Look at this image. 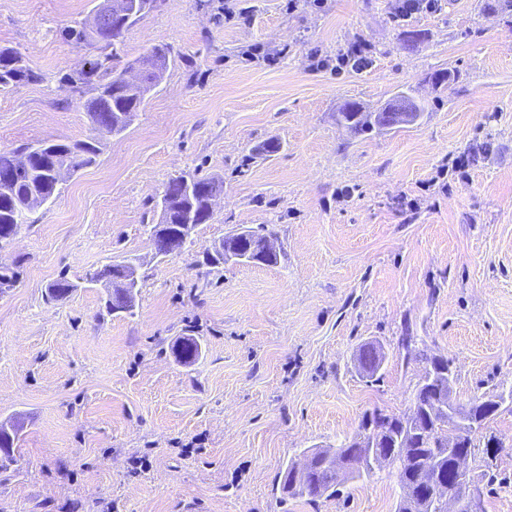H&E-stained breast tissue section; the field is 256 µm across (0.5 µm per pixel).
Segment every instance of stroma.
<instances>
[{"label": "stroma", "mask_w": 512, "mask_h": 512, "mask_svg": "<svg viewBox=\"0 0 512 512\" xmlns=\"http://www.w3.org/2000/svg\"><path fill=\"white\" fill-rule=\"evenodd\" d=\"M94 6L0 0V47L43 75L0 92V150L100 147L0 244V266L22 271L0 295V423L17 429L0 512H395L391 472L314 503L280 475L366 412L409 413L419 351L453 360L457 402L512 385V12L164 0L124 53L166 43L177 63L125 131L97 136L60 82L94 54L62 36ZM353 39L369 68L313 69ZM257 45L268 60L247 57ZM402 92L427 107L415 123L357 138L339 120L345 102L373 111ZM272 138L279 152L258 155ZM179 175L223 179L224 193L189 250L159 260L148 231ZM242 229L272 235L277 263L204 264ZM126 259L140 263L135 306L110 314L109 288L81 280ZM63 272L77 291L46 301ZM180 336L203 341L193 366L170 353ZM367 342L386 354L372 383L355 362ZM490 431L503 448L481 509L512 512V408Z\"/></svg>", "instance_id": "1"}]
</instances>
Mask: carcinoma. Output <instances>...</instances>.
<instances>
[{"label":"carcinoma","instance_id":"obj_1","mask_svg":"<svg viewBox=\"0 0 512 512\" xmlns=\"http://www.w3.org/2000/svg\"><path fill=\"white\" fill-rule=\"evenodd\" d=\"M120 39L112 44V54L105 59L94 57L88 61V67L79 71L64 73L60 80L79 83L86 88V96L79 99L80 106L85 112L91 126L112 125V117L117 112L137 116L141 111L146 96L162 81L164 74L174 62L172 48L167 44H156L149 51L133 60L122 62L124 31L106 29L100 32L103 40H109L114 35ZM63 36L75 43L88 42L89 35L85 22L79 21L63 30ZM41 76L22 64L18 51L12 48H0V91L11 89L19 84L37 82ZM363 107L355 102H348L340 111V117L351 134L364 135L373 132V124L359 117ZM47 146L68 159L71 169H81L96 162L100 148L94 140H74L64 143L49 142ZM53 166V155L47 151L33 157L29 170L16 172L13 166V154L0 152V173L10 172L12 178L7 193H0V242L11 238L14 231L12 216L24 210L27 212V222H32V215L38 210L35 205L36 194L51 195L56 192L57 184L50 175ZM186 187L184 177H175L165 186L162 198L167 202L166 224H205L212 219L213 211L209 209L208 199L224 191V182L216 178H200L194 186V211L186 209L184 194ZM123 262H112L86 275V278L112 280L119 275ZM76 288L66 275L52 281L46 290L48 298L59 301L68 297ZM105 307L112 312L123 309L131 311L134 303L126 296L123 289H115L113 298L105 302ZM171 353L182 365L193 364L201 354V338L198 336H182L171 346ZM359 371L370 381H377L381 359L370 344L360 346L357 355ZM441 390L437 383L430 385L419 383L413 391L412 402L420 408L430 405L433 397ZM492 416L482 421L481 436L474 440L469 449L471 457H476L477 450H482L481 460L485 466H490L497 456V449L481 446V440L487 438L488 423ZM370 424L389 425L388 431L395 434L391 447L394 455L401 459L403 466L395 470L400 494L396 504V512H413L411 496L416 494V478L419 470L432 453L431 444L425 436L433 423L421 420L417 430L404 429L398 421V415L374 411L363 416L360 427ZM330 449L316 450L319 457L315 466L306 477L305 484L299 488L283 491L293 496H308L311 499L331 498L339 494L336 489V479L329 466L323 464L324 455Z\"/></svg>","mask_w":512,"mask_h":512}]
</instances>
